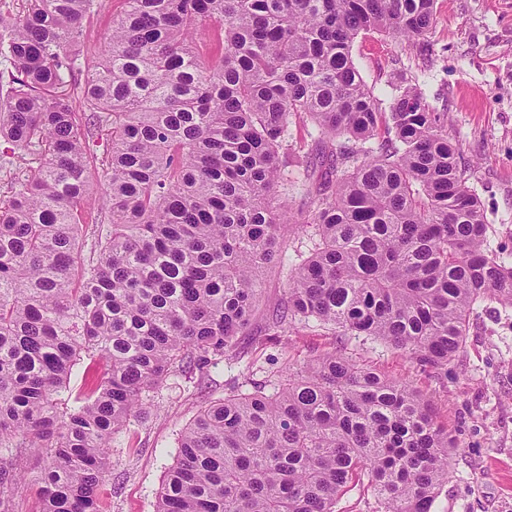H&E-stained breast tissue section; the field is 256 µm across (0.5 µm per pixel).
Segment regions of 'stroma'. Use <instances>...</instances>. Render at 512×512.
<instances>
[{
  "instance_id": "obj_1",
  "label": "stroma",
  "mask_w": 512,
  "mask_h": 512,
  "mask_svg": "<svg viewBox=\"0 0 512 512\" xmlns=\"http://www.w3.org/2000/svg\"><path fill=\"white\" fill-rule=\"evenodd\" d=\"M352 57L379 108L388 107L393 82L403 79L444 116L483 204L490 239L512 251V0H437L427 37L365 31ZM261 279L258 328L288 290L277 265L264 268ZM239 349L240 359L220 362L204 381L175 371L146 393L143 414L112 444V466L99 488L102 512H156L180 434L200 408L199 388L217 400L232 386L277 381L287 369L336 349L387 378L410 382L455 436L448 483L432 512H512V308L491 300L477 306L462 352L444 371H420L383 342L313 324L259 342L241 337Z\"/></svg>"
}]
</instances>
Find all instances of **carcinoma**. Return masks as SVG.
<instances>
[{"instance_id": "cac0c4a2", "label": "carcinoma", "mask_w": 512, "mask_h": 512, "mask_svg": "<svg viewBox=\"0 0 512 512\" xmlns=\"http://www.w3.org/2000/svg\"><path fill=\"white\" fill-rule=\"evenodd\" d=\"M123 3L83 66L101 0H0V512L31 455L38 512H100L114 436L174 368L240 355L274 261L288 292L266 331L337 326L423 371L487 297L512 308V260L440 113L403 81L379 109L352 60L362 31L427 36L436 0ZM304 120L308 145L289 139ZM296 190L312 209L293 216ZM283 224L308 255H286ZM454 447L408 383L329 352L205 403L156 512H336L361 478L376 512H431Z\"/></svg>"}]
</instances>
